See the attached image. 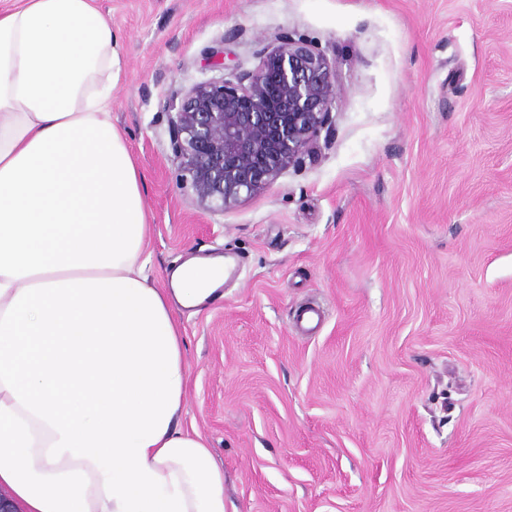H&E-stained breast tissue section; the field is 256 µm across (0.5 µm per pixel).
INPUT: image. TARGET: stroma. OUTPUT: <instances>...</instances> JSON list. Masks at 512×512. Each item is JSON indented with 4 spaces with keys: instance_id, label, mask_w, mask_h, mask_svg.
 <instances>
[{
    "instance_id": "1",
    "label": "stroma",
    "mask_w": 512,
    "mask_h": 512,
    "mask_svg": "<svg viewBox=\"0 0 512 512\" xmlns=\"http://www.w3.org/2000/svg\"><path fill=\"white\" fill-rule=\"evenodd\" d=\"M95 4L124 49L112 121L156 281L193 255L239 263L180 317L184 424L224 467L226 512H512V0ZM279 32L336 61L329 142L204 211L170 105Z\"/></svg>"
}]
</instances>
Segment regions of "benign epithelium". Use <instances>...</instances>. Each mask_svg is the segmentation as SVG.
Segmentation results:
<instances>
[{
	"label": "benign epithelium",
	"instance_id": "1",
	"mask_svg": "<svg viewBox=\"0 0 512 512\" xmlns=\"http://www.w3.org/2000/svg\"><path fill=\"white\" fill-rule=\"evenodd\" d=\"M339 96L336 60L277 33L254 69L184 91L170 121L171 162L198 205L222 213L317 157Z\"/></svg>",
	"mask_w": 512,
	"mask_h": 512
}]
</instances>
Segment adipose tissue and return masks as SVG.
<instances>
[{
  "mask_svg": "<svg viewBox=\"0 0 512 512\" xmlns=\"http://www.w3.org/2000/svg\"><path fill=\"white\" fill-rule=\"evenodd\" d=\"M124 66L94 0L0 12V486L25 512H225L177 319L224 258L156 283Z\"/></svg>",
  "mask_w": 512,
  "mask_h": 512,
  "instance_id": "adipose-tissue-1",
  "label": "adipose tissue"
}]
</instances>
